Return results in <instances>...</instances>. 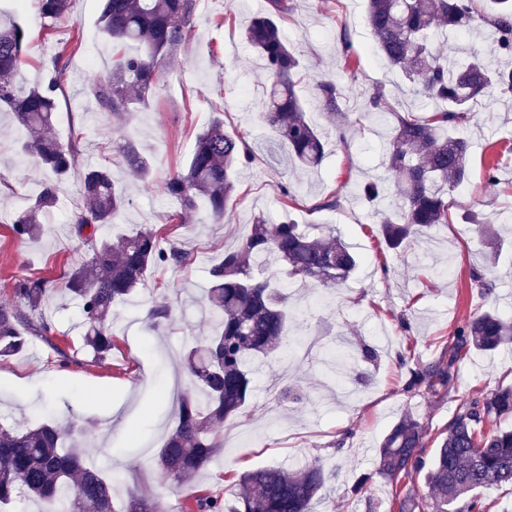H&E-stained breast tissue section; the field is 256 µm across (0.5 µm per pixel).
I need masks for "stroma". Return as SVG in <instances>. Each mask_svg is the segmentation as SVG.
Instances as JSON below:
<instances>
[{
    "label": "stroma",
    "instance_id": "35a3bbf8",
    "mask_svg": "<svg viewBox=\"0 0 512 512\" xmlns=\"http://www.w3.org/2000/svg\"><path fill=\"white\" fill-rule=\"evenodd\" d=\"M265 5L266 0H197L191 30L153 90L117 120L86 93L89 80L105 78L112 64V47L98 28L99 0H70L66 18L55 21L40 17L36 0H0V14L27 31L30 51L21 69L27 85L47 79L59 43L81 41L62 77L49 131L64 142L80 137L81 156L35 242L17 240L12 221L51 174L21 154V132L8 113L0 112V304L7 302L14 277L35 273L57 279L89 259L73 224L90 166H107L130 199L111 235L156 227L193 255L189 266L154 269L130 302L113 308L116 347L100 364L84 349L77 300L64 292L53 295L47 310L55 327L50 339H34L30 350L0 360V423L32 427L45 421L43 406H51L56 420L75 422L94 441L101 471H120L126 487L149 496L156 512H171L177 492L154 457L174 424V397L191 391L179 357L214 328L202 308L209 269L247 232L254 216L270 224L290 219L340 236L361 258L346 284L296 292L295 330L318 335L325 347L338 351L368 343L379 360L352 363L351 384L342 391L322 356L288 361L272 355L254 373L243 413L225 422L223 448L193 483L221 494L237 473L300 461L320 465L329 475L313 512H399L403 497L422 499L428 488L421 473L396 485L377 475V450L388 429L411 414L434 436L477 392L512 384V353L500 351L465 356L448 395L403 388L409 368L433 362L474 313L492 308L512 317V106L499 99L479 104L458 127L471 143L470 174L448 196L450 223L392 253L378 232L379 214L360 194L364 181L392 179L382 163L385 125L351 123L347 142H340L312 98L313 77L339 73L345 40L358 60L356 82L344 85L350 112L359 110L357 83L401 84L375 48L363 0H294L283 26L308 75L299 93L328 142L321 167L311 171L274 151V135L260 117L269 78L242 32ZM487 13L479 6L472 33L434 35V46L458 59L467 48L498 57ZM217 118L226 133L243 137L255 160L239 169L222 218L201 209L174 221L180 206L166 193L165 182L186 167L196 135ZM127 141L149 162L148 179L137 180L125 165L118 148ZM491 164L497 175L493 185L486 177ZM286 186L297 199L288 208L282 198ZM331 198L336 207H326ZM471 210L478 212L479 224L461 222ZM486 253L496 256L488 295L470 279ZM163 293L173 314L155 328L147 313ZM286 386L308 393L310 403L283 400ZM362 473L370 479L361 494H352L350 486Z\"/></svg>",
    "mask_w": 512,
    "mask_h": 512
}]
</instances>
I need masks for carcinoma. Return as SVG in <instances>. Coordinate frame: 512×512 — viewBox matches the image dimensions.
Masks as SVG:
<instances>
[{
	"mask_svg": "<svg viewBox=\"0 0 512 512\" xmlns=\"http://www.w3.org/2000/svg\"><path fill=\"white\" fill-rule=\"evenodd\" d=\"M70 0H38L43 18L61 19ZM196 0H102L99 23L112 48L136 43L143 52L115 54L105 80L94 79L88 91L98 106L119 117L152 90L159 69L169 63L192 24ZM490 24L498 45L512 57V0H491ZM367 21L374 43L390 65L408 81L409 96L426 101L420 109L402 105L383 85L359 90L361 117L387 124L383 162L394 175L399 201L381 213L380 231L394 251H400L430 230L450 222L448 191L468 177L469 142L453 130L469 121L474 104L495 93L512 96V65L470 56L451 61L433 48L436 32L461 33L470 28L474 0H367ZM292 11V0H266V9L253 17L243 35L264 61L266 85L264 122L276 145L296 164L319 166L326 155L323 133L307 118L297 93L299 54L287 45L280 24ZM28 46L25 31L12 20L0 19V109L25 130L21 150L54 179L43 184L32 205L16 216L12 231L20 240H36L42 218L56 207L60 186L80 155L79 141L66 143L46 135L57 112L60 76L70 52L63 47L54 57V76L23 89L19 76ZM353 52L341 40L342 74L356 81ZM315 99L344 138L349 124L343 92L337 79L314 80ZM119 152L133 174L146 178L150 165L127 141ZM253 162L244 139L224 132L217 119L195 139L188 167L166 181V191L187 215L204 207L224 215L236 191L233 174ZM84 209L74 229L90 247L84 264L62 275L64 291L78 300L84 346L102 362L115 348L112 307L130 299L148 273L159 267H182L189 253L178 243L161 244L160 231L139 228L116 240L100 230L112 226L115 215L128 205L125 192L106 167L84 173ZM372 204L389 193L383 181L361 188ZM283 264L290 283L344 284L358 257L340 237H319L291 220L268 224L254 217L249 231L209 269L206 307L216 320L214 334L190 348L184 367L192 393L177 404L176 421L155 457L157 467L186 494L181 512H311L328 474L317 465L273 467L239 476L234 503L218 493L201 494L192 484L214 454L224 447V422L238 416L251 392L255 363L273 352L294 349L300 337L288 335L292 297L288 284L274 285L262 260ZM58 280L24 275L12 280L11 303L0 305V358L25 351L34 336L49 340L53 324L42 313ZM164 299L155 302L148 317L156 325L172 316ZM512 344V319L494 311L474 314L456 329L437 360L409 370L405 389L417 393H448L454 388L457 365L472 351H495ZM375 350L336 352V364L371 361ZM512 414V386H499L471 398L439 433L440 446L426 457L427 429L410 415L401 417L384 436L376 473L391 483L412 473H425L433 512H485L476 492L512 484V429H485L493 417ZM71 422L50 419L36 427L0 425V505L24 497L42 505L40 512H155L152 499L130 489L123 510L115 508L122 489L117 475H106L88 462L86 447L73 440Z\"/></svg>",
	"mask_w": 512,
	"mask_h": 512,
	"instance_id": "1",
	"label": "carcinoma"
}]
</instances>
